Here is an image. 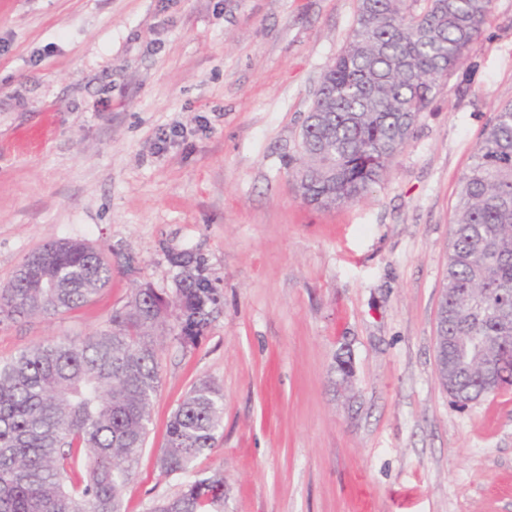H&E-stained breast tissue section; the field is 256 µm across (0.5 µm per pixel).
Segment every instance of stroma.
I'll return each mask as SVG.
<instances>
[{
	"label": "stroma",
	"instance_id": "35a3bbf8",
	"mask_svg": "<svg viewBox=\"0 0 512 512\" xmlns=\"http://www.w3.org/2000/svg\"><path fill=\"white\" fill-rule=\"evenodd\" d=\"M356 6L0 0V286L51 241L112 262L87 306L0 323V360L107 329L140 284L172 293L176 253L221 294L195 346L158 336L125 512L216 469L224 512H512V389L461 406L437 373L460 181L512 104V0H493L384 180L319 209L298 192L302 124ZM202 380L223 428L162 475L166 423Z\"/></svg>",
	"mask_w": 512,
	"mask_h": 512
}]
</instances>
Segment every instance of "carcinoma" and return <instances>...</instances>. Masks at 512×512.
Instances as JSON below:
<instances>
[{
  "instance_id": "obj_1",
  "label": "carcinoma",
  "mask_w": 512,
  "mask_h": 512,
  "mask_svg": "<svg viewBox=\"0 0 512 512\" xmlns=\"http://www.w3.org/2000/svg\"><path fill=\"white\" fill-rule=\"evenodd\" d=\"M357 0L349 41L329 66L307 113L300 190L331 208L363 199L411 136L441 78L479 38L492 0ZM168 296L148 284L112 312L110 328L80 342L53 340L0 363V512H121L159 387L156 331L169 318L193 346L222 312L220 294L192 255ZM112 277L99 249L45 244L0 287V321L55 316L89 304ZM448 335L498 348L508 375L493 388L484 369L448 345V366L467 359L458 384L473 400L512 386V104L494 112L463 175L448 255ZM224 395L196 384L171 414L161 472L176 475L214 447ZM151 512H224V473L194 480Z\"/></svg>"
}]
</instances>
